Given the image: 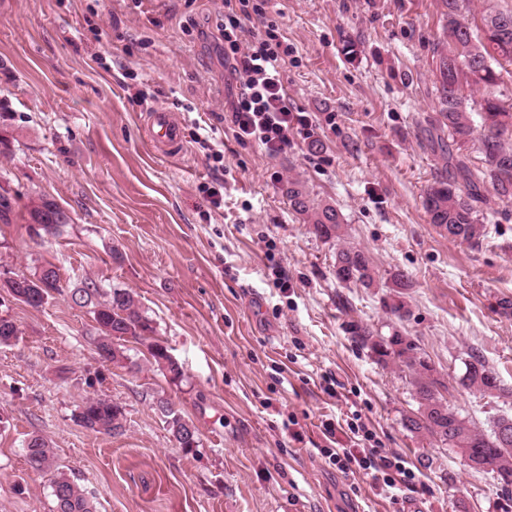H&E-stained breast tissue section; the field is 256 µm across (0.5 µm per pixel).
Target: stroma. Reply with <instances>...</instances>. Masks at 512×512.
<instances>
[{
    "instance_id": "obj_1",
    "label": "stroma",
    "mask_w": 512,
    "mask_h": 512,
    "mask_svg": "<svg viewBox=\"0 0 512 512\" xmlns=\"http://www.w3.org/2000/svg\"><path fill=\"white\" fill-rule=\"evenodd\" d=\"M220 5L0 0V189L13 201L0 273L49 263L64 287L38 308L0 290V314L19 329L0 346V512L54 508L48 477L26 463L34 434L96 512H504L512 504L491 475L402 428L416 408L408 374L377 364L348 332L354 321L400 331L444 377L478 350L504 392L459 387L451 405L484 431L512 414V318L491 308L512 297V201L480 205L488 235L476 249L440 236L423 207L430 183L456 176L433 124L443 0H271L268 18L295 47L288 101L317 118L324 149L271 157L220 124L224 207L214 210L198 191L208 161L189 137L229 112L237 91L214 36ZM153 110L178 119L177 157L149 147ZM292 179L342 212L372 287L337 281V245L292 209ZM42 197L69 221L38 237L24 216ZM400 271L410 278L402 319L388 308ZM90 282L135 293L180 383L141 341L122 342L124 361H98V325L69 295ZM97 395L122 407L123 434L76 422ZM162 399L193 422L197 447L173 438ZM356 417L416 474L397 503L320 453L321 421ZM148 349L152 357L153 364L157 370L163 374H169V379L172 382H178L182 379V371L177 361L170 355L168 348L158 341L149 342Z\"/></svg>"
}]
</instances>
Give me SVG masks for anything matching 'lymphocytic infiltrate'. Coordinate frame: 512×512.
I'll return each mask as SVG.
<instances>
[{
	"label": "lymphocytic infiltrate",
	"instance_id": "lymphocytic-infiltrate-1",
	"mask_svg": "<svg viewBox=\"0 0 512 512\" xmlns=\"http://www.w3.org/2000/svg\"><path fill=\"white\" fill-rule=\"evenodd\" d=\"M266 6L267 0L222 3L217 32L224 44V65L238 82L237 92L228 115H217L208 133L191 136L197 149L214 161L210 180L200 190L217 210L224 207V151L216 136L218 123L230 122L239 143L258 145L271 156L313 135V118L288 102L282 73L293 47L278 25L267 20ZM322 427L330 443L322 454L339 470L364 472L373 487L393 501L412 485L415 473L405 458L382 450L365 425L344 427L327 420Z\"/></svg>",
	"mask_w": 512,
	"mask_h": 512
}]
</instances>
